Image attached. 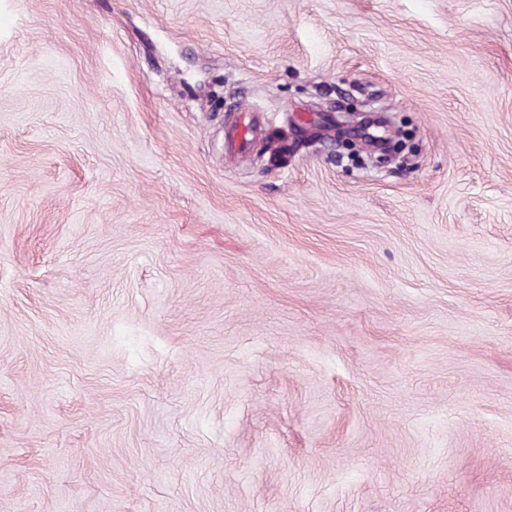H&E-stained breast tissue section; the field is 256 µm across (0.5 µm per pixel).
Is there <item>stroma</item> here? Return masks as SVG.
I'll list each match as a JSON object with an SVG mask.
<instances>
[{"mask_svg":"<svg viewBox=\"0 0 512 512\" xmlns=\"http://www.w3.org/2000/svg\"><path fill=\"white\" fill-rule=\"evenodd\" d=\"M0 512H512V0H0ZM339 109L328 114L326 120L328 127L334 131L332 141L336 153L342 159L346 156L353 161L351 153L361 149L360 145L366 142L363 131L375 125L370 120L374 118L370 115L372 112H347L342 106Z\"/></svg>","mask_w":512,"mask_h":512,"instance_id":"35a3bbf8","label":"stroma"}]
</instances>
